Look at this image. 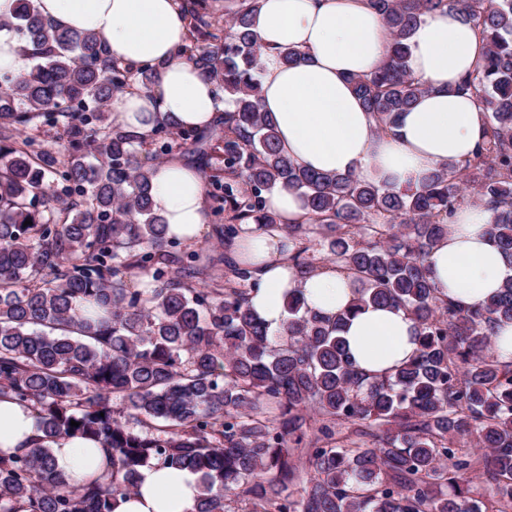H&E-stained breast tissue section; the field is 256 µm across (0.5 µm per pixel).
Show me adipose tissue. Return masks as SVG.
Wrapping results in <instances>:
<instances>
[{
	"label": "adipose tissue",
	"instance_id": "adipose-tissue-1",
	"mask_svg": "<svg viewBox=\"0 0 512 512\" xmlns=\"http://www.w3.org/2000/svg\"><path fill=\"white\" fill-rule=\"evenodd\" d=\"M37 6L59 29L93 34L103 54L122 66L153 67L150 89H128L112 102V123L124 132L146 136L158 120L202 131L223 114L226 104L208 74L181 52L191 35L181 0H37ZM253 28L266 48L262 108L296 167L351 173L399 190L420 185L434 169L465 161L484 137L486 112L461 82L481 63L485 43L457 12L438 11L418 23L406 65L429 91L386 134L350 82L386 60L387 28L369 0H261ZM287 46L301 50L303 60L281 64L275 51ZM151 183L154 205L170 233L189 244L199 241L208 222L199 171L174 157L155 167ZM488 220L480 206L461 207L447 236L425 257L439 293L464 309L512 277V259L490 239ZM236 254L259 279L251 306L271 334L284 326L288 293L327 316L358 297L356 282L342 267L297 274L278 233L251 231L237 241ZM342 334L356 369L369 377L393 371L418 349L414 319L396 306L360 308ZM41 437L29 409L0 401L1 450L32 448ZM51 448L57 469L75 482L107 456L99 444L80 438L59 439ZM199 486V473L154 462L140 468L137 496L117 501L114 512H196Z\"/></svg>",
	"mask_w": 512,
	"mask_h": 512
}]
</instances>
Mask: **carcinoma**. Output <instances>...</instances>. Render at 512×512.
Returning a JSON list of instances; mask_svg holds the SVG:
<instances>
[{
    "label": "carcinoma",
    "mask_w": 512,
    "mask_h": 512,
    "mask_svg": "<svg viewBox=\"0 0 512 512\" xmlns=\"http://www.w3.org/2000/svg\"><path fill=\"white\" fill-rule=\"evenodd\" d=\"M370 3L389 29L388 59L351 84L383 131L427 91L405 65L425 16L457 10L486 41L462 89L488 113L489 137L417 189L311 172L281 152L261 107L259 0H240L224 38L182 53L230 106L232 223L215 225L216 237L233 244L251 223L286 232L288 260L307 275L316 269L307 243L319 235L355 276L358 305H395L414 317L417 354L373 380L354 369L340 336L349 313L321 315L290 293L285 332L271 336L248 302L258 286L249 266L229 259L224 283H191L204 270L191 264L195 255L170 251L179 240L154 209L152 167L138 158L144 140L109 121L114 95L134 82L148 87L152 70L133 72L93 36L58 29L36 0H18L16 20L0 21L31 45L24 73L0 75V399L32 410L43 433L34 448L0 450V512H113L137 494L139 468L153 461L202 475L197 512H229L232 495L261 512L512 509V361L492 351L500 323L512 322V278L463 309L439 296L424 263L465 200L460 175L512 256V0ZM42 123L66 135L67 158L32 138L14 141ZM275 189L303 198L308 223L278 224L266 198ZM176 261L187 280L167 276ZM311 407L322 416L308 449L316 476L300 497L272 498L266 475H292L286 446L301 444ZM338 421L383 427L378 446L336 439ZM65 437L108 449L107 474L74 482L58 471L49 443ZM473 437L481 456L465 450ZM480 467L489 476L484 498L470 479Z\"/></svg>",
    "instance_id": "obj_1"
}]
</instances>
